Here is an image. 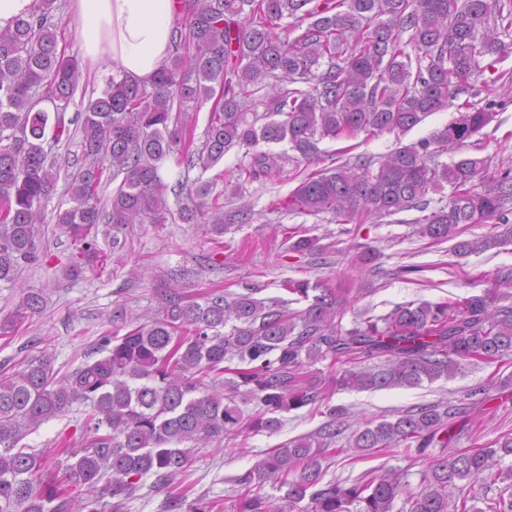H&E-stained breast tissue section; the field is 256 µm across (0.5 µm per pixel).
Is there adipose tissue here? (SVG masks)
Listing matches in <instances>:
<instances>
[{"label": "adipose tissue", "instance_id": "ef3b65f1", "mask_svg": "<svg viewBox=\"0 0 512 512\" xmlns=\"http://www.w3.org/2000/svg\"><path fill=\"white\" fill-rule=\"evenodd\" d=\"M71 8L91 65L147 81L167 58L175 0H71Z\"/></svg>", "mask_w": 512, "mask_h": 512}]
</instances>
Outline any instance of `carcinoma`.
<instances>
[{
    "label": "carcinoma",
    "mask_w": 512,
    "mask_h": 512,
    "mask_svg": "<svg viewBox=\"0 0 512 512\" xmlns=\"http://www.w3.org/2000/svg\"><path fill=\"white\" fill-rule=\"evenodd\" d=\"M175 17L171 53L152 79L114 78L83 104L71 206L56 214L74 247L65 266L70 278L107 261L97 244L100 224L119 229L177 217L224 233V193L210 181L179 184L170 207L160 175L170 158L205 172L239 147L249 158L245 182L270 178L292 160L317 165L321 143L403 135L468 92L485 72L486 56L512 53V0H178ZM57 29L53 0H35L28 16L0 30V288L15 287L20 270L42 258L38 224L58 175L53 149L70 140L74 124L66 113L82 74L75 58L58 52ZM210 99L203 141L194 149L184 118ZM492 107L491 100L480 108L461 104L447 125L395 148L375 170L334 159L305 174L286 207L330 213L341 224L416 209L424 213L419 236L449 242L459 256L511 246L512 169L492 173L490 158L478 154L438 161L450 149L477 148L472 138L493 120ZM279 143L289 150L261 148ZM447 186L448 199L431 206L429 193ZM470 224L503 230L464 239ZM291 250L323 247L304 233ZM504 283H512V270L480 294L411 301L349 329L341 324L339 289L327 281H285L292 299L257 298L254 287L216 290L170 300L152 320L102 337L105 355L63 377L48 356L17 370L1 367L0 512H119L148 474L164 491L192 466L195 449L245 428L272 434L281 413L323 401L322 379L306 370L312 362L352 364L337 384L368 391L432 382L463 361L511 358L512 293L501 291ZM301 301L308 305L290 308ZM43 306L42 293L20 290L0 335ZM75 404L89 407L81 451L61 479H50L48 457L19 442ZM468 409L463 402L428 404L353 431L360 459L402 444L431 459L414 492L395 470L323 482L322 462L341 452L335 444L343 411L329 408L320 429L268 449L235 479L238 512H273L261 493L267 485L286 489L292 506L306 502L301 512H394L400 497L399 512H512V465L502 467L512 439L447 451ZM432 448L441 455L432 456ZM480 480L504 484L484 509L457 487ZM68 486L86 488L88 497L76 500ZM184 505L211 512L183 497L166 507Z\"/></svg>",
    "instance_id": "cac0c4a2"
}]
</instances>
